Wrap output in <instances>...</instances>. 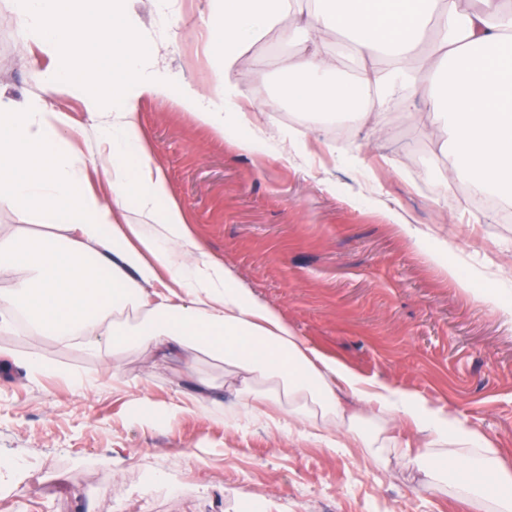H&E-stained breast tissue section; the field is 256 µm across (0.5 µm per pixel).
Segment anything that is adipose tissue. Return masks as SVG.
<instances>
[{
  "mask_svg": "<svg viewBox=\"0 0 512 512\" xmlns=\"http://www.w3.org/2000/svg\"><path fill=\"white\" fill-rule=\"evenodd\" d=\"M133 0H9L33 61L36 95L0 100V207L49 225L0 232V332L17 315L26 330L99 353L124 346L198 375L181 405L226 422L300 427L328 448H359L375 463L399 456L435 484H452L470 512H512V467L484 434L446 406L363 375L310 346L281 315L241 285L194 237L142 133L139 103L159 94L217 138L252 154L267 143L257 116L238 108L243 49L283 17L295 44L280 63L288 99L307 112H343L384 137L378 111L401 97L407 111L444 123L441 164L449 179L512 196V0H211L201 23L224 66L216 93L173 84L140 51ZM357 74L337 80L338 61ZM383 61L380 69L368 58ZM122 79L108 84L110 67ZM69 86L101 130L109 191L88 186L77 131L49 99ZM142 221L129 223L128 212ZM138 311L130 332L111 313ZM223 365L237 402L224 409L202 362Z\"/></svg>",
  "mask_w": 512,
  "mask_h": 512,
  "instance_id": "1",
  "label": "adipose tissue"
}]
</instances>
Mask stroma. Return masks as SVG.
Here are the masks:
<instances>
[{
	"mask_svg": "<svg viewBox=\"0 0 512 512\" xmlns=\"http://www.w3.org/2000/svg\"><path fill=\"white\" fill-rule=\"evenodd\" d=\"M134 8L154 67L218 89L219 68L198 31L210 0H172L163 24L153 0ZM283 48L275 29L243 50L239 106L260 112L265 133L294 130L302 154H240L166 96L141 100L143 133L173 198L206 252L312 347L447 406L512 463V318L479 299L512 278V223L478 222L468 183L440 176L446 134L427 116L392 109L388 138L361 124L332 137L330 127L353 124L351 115L289 104L277 65ZM0 89L11 97L36 90L7 0ZM50 103L84 129L83 159L99 160L98 133L70 89L59 87ZM388 207L426 231L422 247L397 234ZM438 248L473 274L471 289L427 259ZM119 357L113 369L80 347L0 333V459L18 463L0 468V512H115L121 476L130 512H464L404 461L378 465L359 449L334 450L284 429L171 412L190 387L178 366L131 348ZM37 362L60 371L34 375Z\"/></svg>",
	"mask_w": 512,
	"mask_h": 512,
	"instance_id": "35a3bbf8",
	"label": "stroma"
}]
</instances>
